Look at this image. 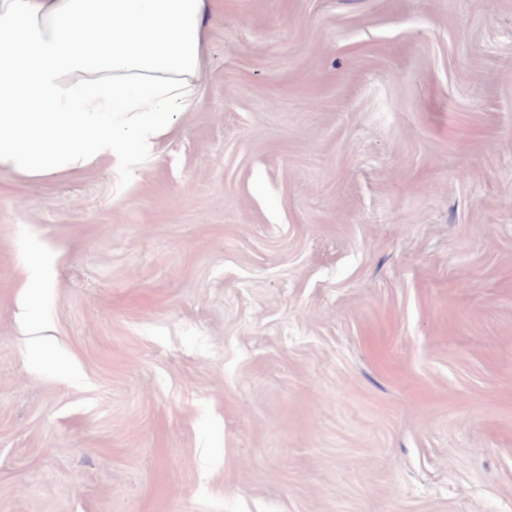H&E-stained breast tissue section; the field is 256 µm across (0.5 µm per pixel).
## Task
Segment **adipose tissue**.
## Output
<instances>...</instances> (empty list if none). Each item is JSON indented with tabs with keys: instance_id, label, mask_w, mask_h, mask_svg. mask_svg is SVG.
<instances>
[{
	"instance_id": "1",
	"label": "adipose tissue",
	"mask_w": 512,
	"mask_h": 512,
	"mask_svg": "<svg viewBox=\"0 0 512 512\" xmlns=\"http://www.w3.org/2000/svg\"><path fill=\"white\" fill-rule=\"evenodd\" d=\"M211 0H0V168L152 153L199 108Z\"/></svg>"
}]
</instances>
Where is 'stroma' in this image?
<instances>
[{
	"mask_svg": "<svg viewBox=\"0 0 512 512\" xmlns=\"http://www.w3.org/2000/svg\"><path fill=\"white\" fill-rule=\"evenodd\" d=\"M208 42L154 155L0 169V512H512V0Z\"/></svg>",
	"mask_w": 512,
	"mask_h": 512,
	"instance_id": "1",
	"label": "stroma"
}]
</instances>
